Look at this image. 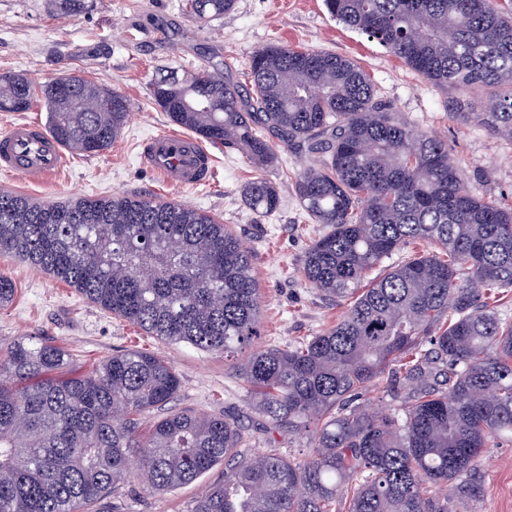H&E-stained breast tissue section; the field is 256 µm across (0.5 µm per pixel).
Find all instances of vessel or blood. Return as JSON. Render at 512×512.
<instances>
[{"mask_svg":"<svg viewBox=\"0 0 512 512\" xmlns=\"http://www.w3.org/2000/svg\"><path fill=\"white\" fill-rule=\"evenodd\" d=\"M145 161L161 183L174 188H194L209 177L212 153L193 137L162 132L146 139ZM67 155L40 124L19 122L0 135V170L40 183L60 174Z\"/></svg>","mask_w":512,"mask_h":512,"instance_id":"vessel-or-blood-1","label":"vessel or blood"}]
</instances>
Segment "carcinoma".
Wrapping results in <instances>:
<instances>
[{"mask_svg":"<svg viewBox=\"0 0 512 512\" xmlns=\"http://www.w3.org/2000/svg\"><path fill=\"white\" fill-rule=\"evenodd\" d=\"M237 0H184L211 22ZM329 14L428 82L491 91L466 121L512 142V0H324ZM249 83L206 65L152 82L155 104L203 144L241 153L258 176L245 205L270 214L264 177L277 148L317 164L293 190L324 227L300 259L305 283L346 304L336 324L285 347L259 344L252 253L211 215L140 196L37 201L0 191V255L75 288L152 336L227 355L252 409L312 448L300 460L244 452L223 415L169 412L167 359L129 349L91 374L49 341L0 346V512H88L132 473L166 493L224 465L190 512H449L479 493L476 459L512 442V320L490 301L512 288V206L477 197L448 144L381 100L353 60L273 43ZM43 103L49 134L74 155L108 150L127 97L79 75L57 84L0 74V111ZM425 250L369 273L402 247ZM0 274V308L15 297ZM405 384L378 411L360 402L382 374Z\"/></svg>","mask_w":512,"mask_h":512,"instance_id":"1","label":"carcinoma"}]
</instances>
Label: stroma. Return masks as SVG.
<instances>
[{
    "label": "stroma",
    "instance_id": "obj_1",
    "mask_svg": "<svg viewBox=\"0 0 512 512\" xmlns=\"http://www.w3.org/2000/svg\"><path fill=\"white\" fill-rule=\"evenodd\" d=\"M271 42L357 61L380 99L447 143L472 194L512 204V144L484 126L462 122L448 109L451 90L429 83L366 35L344 26L323 0H238L233 13L212 22L189 16L181 0H82L81 9L70 14L59 13L54 0H0V74L23 72L43 82L74 73L123 92L130 110L122 135L108 151L70 156L57 178L39 186L0 171V189L40 201L132 194L204 211L252 253L262 296L261 344H293L322 333L335 325L342 309L301 277L300 259L323 227L306 220L291 180L313 156L279 148L266 176L278 185L282 202L269 215L254 213L243 202L242 189L255 172L238 152L214 150L211 182L192 189L164 186L141 156L147 136L172 128L152 100L156 76L172 71L183 78L205 63L217 69L231 65L238 77L252 53ZM0 273L17 288L12 304L0 309V344L19 338L54 341L68 349L80 373L128 348L164 357L182 382L169 410L226 416L240 426L250 450L304 456L303 441L267 429L252 411L249 390L235 370L241 354L226 357L158 339L10 256H0ZM476 474L480 494L466 500L460 512H512V443L485 449ZM223 478L219 465L193 483L157 495L133 477L111 492L98 512H188L206 487Z\"/></svg>",
    "mask_w": 512,
    "mask_h": 512
}]
</instances>
